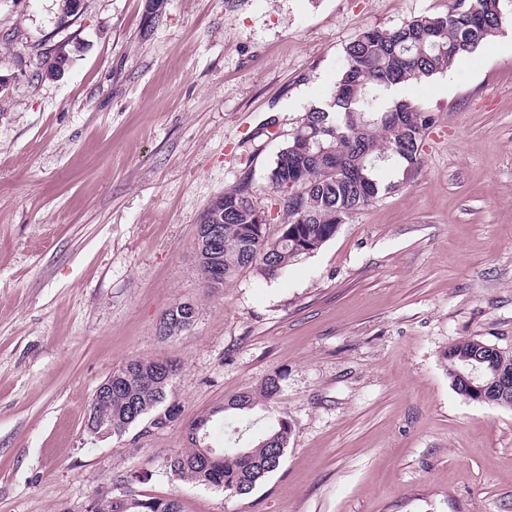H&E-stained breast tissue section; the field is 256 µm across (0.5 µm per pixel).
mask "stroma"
Masks as SVG:
<instances>
[{
    "label": "stroma",
    "instance_id": "1",
    "mask_svg": "<svg viewBox=\"0 0 512 512\" xmlns=\"http://www.w3.org/2000/svg\"><path fill=\"white\" fill-rule=\"evenodd\" d=\"M448 0H0V512H86L127 488L181 512H512V409L458 395L468 337L512 353V53L488 38L404 85L427 108L424 166L274 278L205 287L196 228L267 173L325 103L348 43ZM67 45L56 78L38 50ZM196 307L164 339L163 313ZM179 367L170 428L91 436L126 362ZM249 420L285 418L280 467L249 494L189 485L166 460L186 425L264 378ZM480 343H483V341L474 338L458 340L451 344L452 346L448 352H445L444 358L448 362V376L451 379V383L456 392L467 399L499 407L512 408L511 400L498 402L496 399L492 398L490 401H480L477 400L474 396L466 394L463 391V386L458 384V378L456 377L455 370H462L466 366L472 355L476 353L479 347H481Z\"/></svg>",
    "mask_w": 512,
    "mask_h": 512
}]
</instances>
